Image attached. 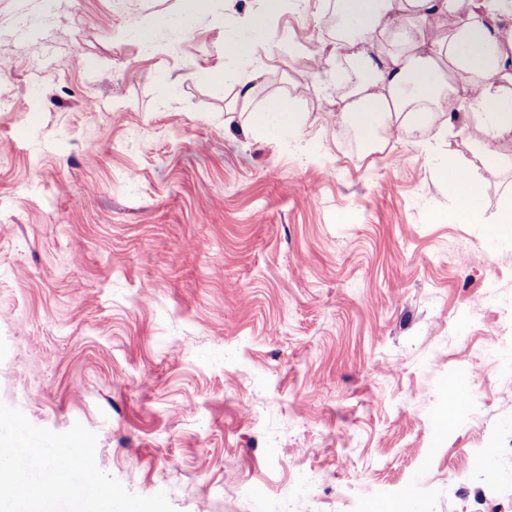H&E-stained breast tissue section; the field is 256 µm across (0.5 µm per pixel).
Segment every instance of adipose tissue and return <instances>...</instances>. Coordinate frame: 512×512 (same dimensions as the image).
<instances>
[{
  "instance_id": "1",
  "label": "adipose tissue",
  "mask_w": 512,
  "mask_h": 512,
  "mask_svg": "<svg viewBox=\"0 0 512 512\" xmlns=\"http://www.w3.org/2000/svg\"><path fill=\"white\" fill-rule=\"evenodd\" d=\"M331 15L354 75L336 93L344 122L376 152L445 140L464 120L478 143L467 158L443 153L436 179L460 221L481 223L483 174L512 142V0H332ZM260 77L213 75L234 88L249 134L299 133L298 93L260 97Z\"/></svg>"
}]
</instances>
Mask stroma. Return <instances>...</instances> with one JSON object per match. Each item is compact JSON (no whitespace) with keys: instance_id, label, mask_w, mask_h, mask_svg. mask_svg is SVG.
Listing matches in <instances>:
<instances>
[{"instance_id":"stroma-1","label":"stroma","mask_w":512,"mask_h":512,"mask_svg":"<svg viewBox=\"0 0 512 512\" xmlns=\"http://www.w3.org/2000/svg\"><path fill=\"white\" fill-rule=\"evenodd\" d=\"M260 7L0 0V403L175 512H512V234L340 122L326 0L226 58ZM220 69L306 77L301 133ZM262 73L255 71L246 76H234L223 70L216 71L213 79L230 84L235 91V103L239 108L241 128L254 137L268 138L274 134H298L303 124V112H299V90L305 84L295 83L292 92L257 100Z\"/></svg>"}]
</instances>
